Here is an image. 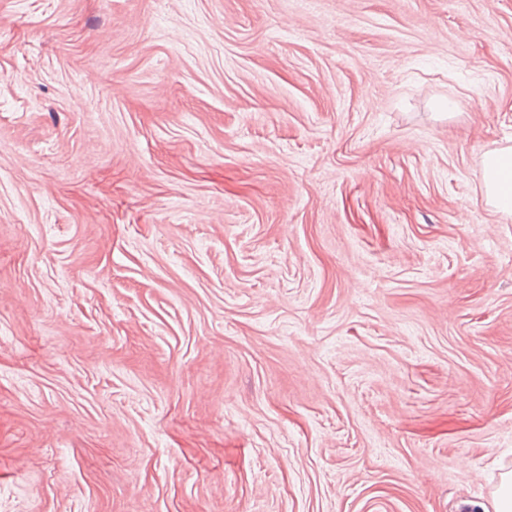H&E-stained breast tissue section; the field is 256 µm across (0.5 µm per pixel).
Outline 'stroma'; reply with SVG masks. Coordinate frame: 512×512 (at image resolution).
<instances>
[{
	"mask_svg": "<svg viewBox=\"0 0 512 512\" xmlns=\"http://www.w3.org/2000/svg\"><path fill=\"white\" fill-rule=\"evenodd\" d=\"M512 0H0V512H493ZM484 190L488 203L512 214V148L488 151L483 155Z\"/></svg>",
	"mask_w": 512,
	"mask_h": 512,
	"instance_id": "35a3bbf8",
	"label": "stroma"
}]
</instances>
